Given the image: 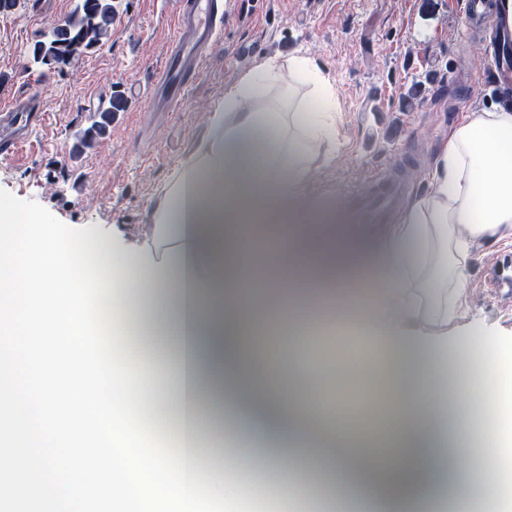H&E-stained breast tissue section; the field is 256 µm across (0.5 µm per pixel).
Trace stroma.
Here are the masks:
<instances>
[{
	"mask_svg": "<svg viewBox=\"0 0 512 512\" xmlns=\"http://www.w3.org/2000/svg\"><path fill=\"white\" fill-rule=\"evenodd\" d=\"M108 40L67 65H36L32 48L73 8L75 0H27L0 15V108L7 97L37 86L45 121L15 160H0V189L33 200L69 226L97 224L122 246L151 240L154 211L171 173L210 132L212 112L241 72L260 59L306 55L331 79L343 122L335 152L319 161L311 195L330 198L349 215L375 177L402 168L408 195L424 192L440 140L461 112L512 94V76H497L484 30L468 28L462 0H268L259 19L252 0H237L210 48L198 81L170 112L150 111L140 90L160 74L172 34L166 0H117ZM260 44L259 59L237 61L235 47ZM415 99H408L412 86ZM123 100L107 135L72 156L75 135L90 112ZM489 255L475 259L467 303L479 328L512 338V298L484 283ZM120 357L129 358L135 389L158 427H168L165 399L176 372L154 361L153 318L127 315ZM235 497L245 512H280L254 486L281 485L287 472L250 467Z\"/></svg>",
	"mask_w": 512,
	"mask_h": 512,
	"instance_id": "obj_1",
	"label": "stroma"
}]
</instances>
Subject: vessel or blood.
<instances>
[{"mask_svg":"<svg viewBox=\"0 0 512 512\" xmlns=\"http://www.w3.org/2000/svg\"><path fill=\"white\" fill-rule=\"evenodd\" d=\"M231 0H171L174 35L166 47V62L158 80L144 99L149 107L168 111L185 101L191 85L199 77L207 51L224 26ZM40 96L37 90L13 97L0 109V158L19 155L29 132L39 121L34 110ZM399 185L382 177L375 180L361 200L374 224L385 223L392 212ZM484 279L505 298L512 296V257L496 258L484 269Z\"/></svg>","mask_w":512,"mask_h":512,"instance_id":"vessel-or-blood-1","label":"vessel or blood"}]
</instances>
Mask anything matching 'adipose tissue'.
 Returning a JSON list of instances; mask_svg holds the SVG:
<instances>
[{
	"label": "adipose tissue",
	"mask_w": 512,
	"mask_h": 512,
	"mask_svg": "<svg viewBox=\"0 0 512 512\" xmlns=\"http://www.w3.org/2000/svg\"><path fill=\"white\" fill-rule=\"evenodd\" d=\"M341 122L333 85L311 58H273L243 74L208 138L164 188L153 242L118 253L111 237L94 231L109 290L104 303L120 336L114 290L146 291L178 373L167 398L176 413L171 446L188 474L199 475L209 437L200 395L228 390L264 417L282 459L314 455L324 468L345 472L342 483H305L302 495L327 494L345 512L361 487L372 493L366 512L378 495L389 512H433V500L396 493L394 483L432 456L444 431L427 384L445 351L458 371L450 396L468 391L480 372L487 408L512 420V345L478 330L448 334L468 315L470 261L491 247L512 249V104L462 113L438 145L426 192L374 239L334 203L306 193L316 160L336 147ZM366 259L382 277L352 298L322 293L331 274ZM297 300L305 308L289 330L335 309L374 331L384 376L408 386L389 413L393 431L371 441L354 436L346 416H316L299 400L296 365L237 351L235 337L266 332L272 312ZM419 480L440 496L453 490L467 510L482 472L451 483L429 465Z\"/></svg>",
	"instance_id": "1"
}]
</instances>
